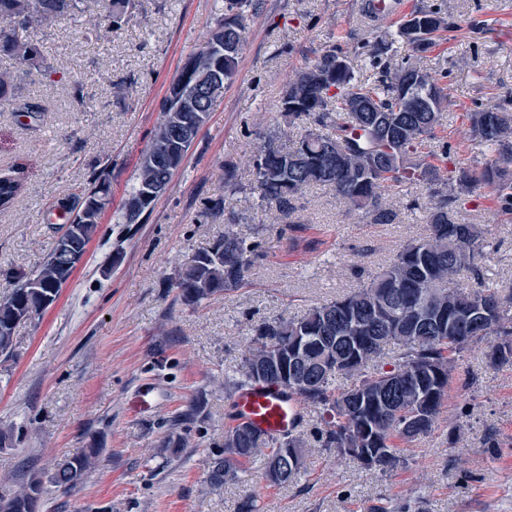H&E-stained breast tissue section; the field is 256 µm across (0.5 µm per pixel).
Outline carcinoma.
Listing matches in <instances>:
<instances>
[{
	"instance_id": "1",
	"label": "carcinoma",
	"mask_w": 512,
	"mask_h": 512,
	"mask_svg": "<svg viewBox=\"0 0 512 512\" xmlns=\"http://www.w3.org/2000/svg\"><path fill=\"white\" fill-rule=\"evenodd\" d=\"M85 0H0V59L21 65L44 66L41 46L23 41L18 30L42 25L78 11ZM252 0H225L224 17L217 20L201 55L214 44L216 30L230 24L239 45L246 39V8ZM134 0H106L110 22L120 27ZM427 28L412 38L407 23L397 36L406 43L413 60L395 66L381 63L373 80H358L346 61L328 53L308 62L289 78L282 91L281 111L291 117L307 116L317 128L293 145H283L288 132L273 134L255 161L254 190L279 215L290 217L292 200L304 190L331 188L352 213L374 224L394 219L385 197L415 181L437 186L430 208L427 234L399 248L378 272L367 276L352 292L317 303L302 315L262 320L251 328L252 338L243 362L224 377V389L237 392L259 383L288 390L302 407L327 416L315 436L316 447L349 456L382 473L409 464L407 447L438 428L444 402L453 385L468 387L469 377L455 376V361L474 342L496 337L494 363L512 362V288L482 285L480 263L489 242L477 224L462 222L450 206L475 186L489 189L500 210L512 212V100L466 113L474 147L494 154L472 172L461 169L455 180L441 175L442 166L421 154L424 139L442 119L447 96L436 79L420 66L434 46L433 35L448 27L440 13L417 9ZM239 53L216 60L224 81L237 74ZM20 96L17 77L0 72V108ZM336 97V112L328 110ZM370 104L372 112H353L352 98ZM164 119L155 130L140 162L136 182L126 200H138L140 191L172 172L149 159L164 158L168 129L177 120L184 126L196 120L194 112L177 111L169 95ZM22 184L0 177V209L10 208ZM109 175L95 176L74 202L65 205L69 223L78 225V248L98 230L102 200L110 195ZM259 245L240 236L227 224L224 236L189 257L171 287L181 303L194 306L242 285ZM474 281L467 287L455 282ZM68 281L56 248H51L33 270L18 277L0 298V355L9 356L17 327L30 322L51 306ZM397 348L391 368L377 365L387 347ZM350 381L336 385V376ZM193 403L172 421L159 452L172 457L189 442L185 424L197 414ZM224 428V454L210 459L206 483L211 488L236 483L249 465L259 460V479L267 486L294 482L305 471L310 448L297 429L271 435L236 422ZM291 448L296 462L288 475L278 474L281 452ZM102 449L94 443L79 454L58 460L49 481L65 492L75 489L94 471ZM43 481L34 478L11 495H0V512H37Z\"/></svg>"
}]
</instances>
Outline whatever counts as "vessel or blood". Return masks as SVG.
Returning <instances> with one entry per match:
<instances>
[{"label":"vessel or blood","instance_id":"1","mask_svg":"<svg viewBox=\"0 0 512 512\" xmlns=\"http://www.w3.org/2000/svg\"><path fill=\"white\" fill-rule=\"evenodd\" d=\"M231 406L238 421L270 434L293 428L301 413L296 398L283 388L270 385L239 391L233 396Z\"/></svg>","mask_w":512,"mask_h":512}]
</instances>
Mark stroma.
<instances>
[{"instance_id": "35a3bbf8", "label": "stroma", "mask_w": 512, "mask_h": 512, "mask_svg": "<svg viewBox=\"0 0 512 512\" xmlns=\"http://www.w3.org/2000/svg\"><path fill=\"white\" fill-rule=\"evenodd\" d=\"M366 0H254L235 79L224 88L164 194L140 223L120 221L163 101L185 59L199 50L224 0H136L121 28L104 22L103 0L85 12L23 31L39 42L49 70L24 79L31 112L0 111V176L21 181L14 206L0 211V295L12 276L43 260L63 223V203L95 172L108 174L111 200L83 264L40 320L21 324L11 356H0V494L44 479L55 460L93 442L97 469L64 494L45 481L40 512H238L244 482L206 491L212 455L224 449L235 372L265 318L293 317L360 284L403 244L424 232L431 186L394 196L392 223L350 213L327 187L298 195L292 223L276 222L252 190V159L266 137L287 127L299 139L314 122L283 116L280 98L304 63L335 52L358 79L377 73V41L394 22L372 20ZM408 10L441 8L439 32L423 66L444 87L449 107L422 150L447 154L449 167H478L466 114L512 92V0H406ZM492 243L482 268L490 288L512 286V213L483 188L456 204ZM258 240L261 257L246 283L193 308L170 283L181 264L224 234ZM490 342L469 347L439 428L408 448L406 469L385 474L324 452L294 484L264 489L261 512H512V364H491ZM201 410L191 444L172 459L155 448L190 402ZM497 447H489V440Z\"/></svg>"}]
</instances>
